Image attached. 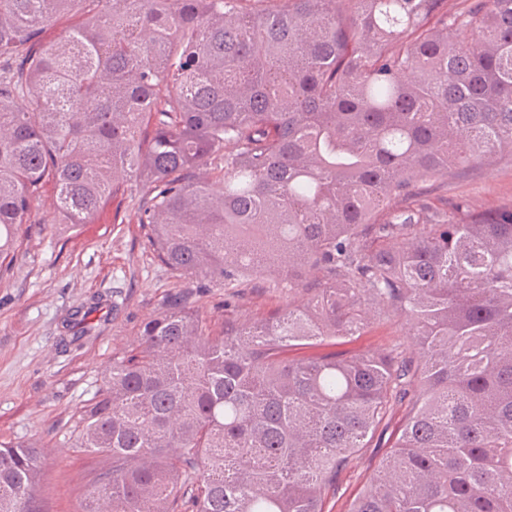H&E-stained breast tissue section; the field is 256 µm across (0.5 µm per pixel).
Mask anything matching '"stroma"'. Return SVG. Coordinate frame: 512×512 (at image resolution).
<instances>
[{
	"label": "stroma",
	"mask_w": 512,
	"mask_h": 512,
	"mask_svg": "<svg viewBox=\"0 0 512 512\" xmlns=\"http://www.w3.org/2000/svg\"><path fill=\"white\" fill-rule=\"evenodd\" d=\"M419 198L441 212L467 203L482 211L512 204V155L421 184ZM51 192L36 206V224L14 254L13 270L0 276V444H35L43 450L37 490L39 512H80L104 466L102 456L74 445L83 406L102 386L113 356L137 348L144 322L162 312L180 283L155 261L139 224L137 202L108 205L94 223L51 222ZM111 303L95 332L70 341L67 317L91 297ZM304 292L284 288H221L199 281L191 307L213 331L224 318L269 316ZM407 326L376 318L358 336L337 339L339 353L384 350L406 341ZM408 405L394 406L369 447L341 472L324 512H346L397 435Z\"/></svg>",
	"instance_id": "1"
}]
</instances>
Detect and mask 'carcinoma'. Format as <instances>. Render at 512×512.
<instances>
[{"label":"carcinoma","mask_w":512,"mask_h":512,"mask_svg":"<svg viewBox=\"0 0 512 512\" xmlns=\"http://www.w3.org/2000/svg\"><path fill=\"white\" fill-rule=\"evenodd\" d=\"M256 2L0 0L1 273L47 183L60 224L140 185L179 279L307 295L216 336L185 293L147 320L80 414L75 446L107 465L82 512H323L405 400L347 512H512V204L375 220L512 153V0ZM106 307L71 312V341ZM372 310L409 342L287 357ZM40 467L0 448V512H37ZM409 406L395 405L384 423L376 431L370 448H362L355 454L349 466L341 472L337 481L336 496L329 495L323 505L325 512H345L350 499L368 482L394 437L399 432Z\"/></svg>","instance_id":"cac0c4a2"}]
</instances>
